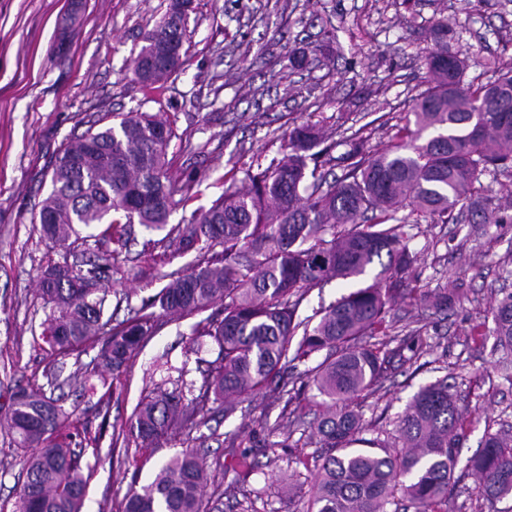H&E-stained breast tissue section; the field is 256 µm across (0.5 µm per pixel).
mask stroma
I'll return each instance as SVG.
<instances>
[{
    "mask_svg": "<svg viewBox=\"0 0 512 512\" xmlns=\"http://www.w3.org/2000/svg\"><path fill=\"white\" fill-rule=\"evenodd\" d=\"M167 4L86 0L73 20L67 0H0V409L17 389L47 382L52 358L40 324L50 307L37 290L38 275L106 248L90 241L72 252L50 249L37 220L63 143L104 113L138 104L174 115L171 174L192 185L190 200L169 218L176 225L210 207L232 168L280 156L296 124L320 122L332 137L362 126L371 149L385 148L426 86L422 51L436 21L453 31L449 50L471 60L465 82L491 80L487 62L512 66V0H484L477 11L470 0H194L184 63L164 87L151 89L135 80L130 63ZM293 56L303 57L302 67L291 68ZM482 186L508 223L407 225L417 287L445 288L459 300L445 312L422 300L394 304V326L420 332L430 346L428 363L373 388L358 407L371 432L393 431L419 387L453 375L471 424L448 512H494L464 463L487 429L512 426V377L500 370L502 355L487 334L489 309L512 292V176L490 173ZM196 259V251H174L161 233L133 225L127 247L112 255V289L140 307L164 286L165 273ZM199 320L193 314L165 323L118 373L102 364L96 344L66 357L72 379L55 396L74 411L78 429L102 435L98 446L79 449L89 476L82 512H119L131 485L150 483L163 463L190 447L215 477L205 495L220 498L222 512H301L303 498L287 499L276 480L296 469V455L322 451L313 426L320 399L306 384L319 356L289 373L300 390V422L260 392L233 416L214 412L207 425L176 432L158 448L127 435L130 417L166 378L167 366L185 361ZM87 379L96 394L85 393ZM244 450L255 461L246 476L238 467ZM23 468V451L0 425V512H18Z\"/></svg>",
    "mask_w": 512,
    "mask_h": 512,
    "instance_id": "35a3bbf8",
    "label": "stroma"
}]
</instances>
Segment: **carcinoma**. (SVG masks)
<instances>
[{
  "mask_svg": "<svg viewBox=\"0 0 512 512\" xmlns=\"http://www.w3.org/2000/svg\"><path fill=\"white\" fill-rule=\"evenodd\" d=\"M448 36L447 23L431 26L427 87L413 99L393 143L371 152L361 130L351 132L342 140L348 146L342 172L330 176L309 162L322 155L333 161V145L325 144L318 125L295 126L288 152L265 168L245 171L247 188L230 184L208 209L193 211L175 228L178 248H196L202 258L169 272L167 284L124 322L114 326L104 312L112 253L86 269L65 263L43 271L39 291L52 310L42 339L51 353L65 357L99 343L101 357L116 372L154 334L160 318L220 305L194 329L218 347L201 385L186 380L184 366L172 389L157 386L130 420L129 431L142 445H160L174 428L204 425L209 402L228 416L237 398L266 388L279 400H292L281 370L324 350L308 378L325 406L316 433L326 452L301 512H389L398 494L414 512H448L469 425L450 376L418 390L398 417L392 441L363 437L361 416L352 408L362 393L426 353L420 338L397 343L388 336L392 301L418 293L404 225L421 218L454 222L459 206L481 224L512 219L489 209L481 196V177L489 169L512 171V67L495 64L493 80L467 84V62L448 50ZM184 38L167 30L164 18L148 31L137 57H165L170 68L138 81L151 87L174 73ZM117 118L69 139L52 165V188L38 212L50 248L70 249L92 227L122 247L126 225L162 230L175 207L190 199L191 183L178 185L169 174L168 151L177 134L167 113L144 112L138 104ZM369 211L373 217L366 221ZM401 211L406 215L398 216ZM333 279L360 286L317 321L298 318L308 290ZM490 315L498 346L512 353V292ZM196 389L198 396L185 400ZM72 417L42 386L16 395L7 422L25 455L19 512H82L87 478L73 437L97 445L103 431L71 434ZM467 467L478 478L480 497L512 499V430L486 433ZM211 479L198 455L185 449L151 483L130 489L123 512H213L217 505L202 494Z\"/></svg>",
  "mask_w": 512,
  "mask_h": 512,
  "instance_id": "cac0c4a2",
  "label": "carcinoma"
}]
</instances>
